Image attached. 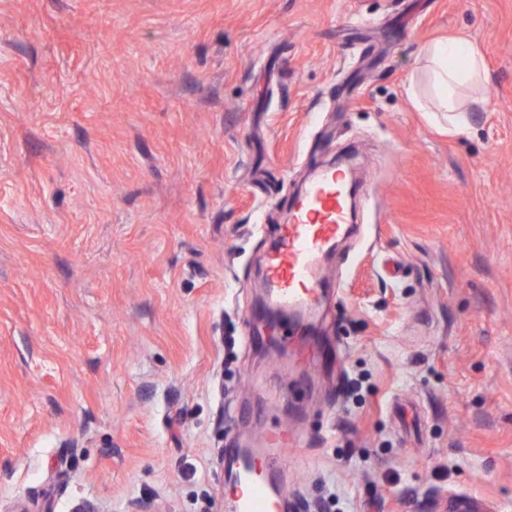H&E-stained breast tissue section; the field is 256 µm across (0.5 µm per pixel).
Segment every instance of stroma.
<instances>
[{"instance_id":"1","label":"stroma","mask_w":512,"mask_h":512,"mask_svg":"<svg viewBox=\"0 0 512 512\" xmlns=\"http://www.w3.org/2000/svg\"><path fill=\"white\" fill-rule=\"evenodd\" d=\"M350 149L277 353L265 258ZM282 427L288 512H512V0H0V512H226L224 447ZM423 57L432 69L435 103L428 112H444L448 119L462 122L467 112L460 93L465 88L483 86L487 80L482 53L469 40L448 39L425 46Z\"/></svg>"}]
</instances>
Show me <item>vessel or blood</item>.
<instances>
[{
	"instance_id": "1",
	"label": "vessel or blood",
	"mask_w": 512,
	"mask_h": 512,
	"mask_svg": "<svg viewBox=\"0 0 512 512\" xmlns=\"http://www.w3.org/2000/svg\"><path fill=\"white\" fill-rule=\"evenodd\" d=\"M344 183L342 173L324 169L296 201L290 223L281 229L278 246L268 258L266 281L275 303L285 309L305 311L321 299L318 260L347 232L350 222ZM292 441L282 430L268 435L259 448H225V469L239 475L231 512H286L279 477L287 467Z\"/></svg>"
}]
</instances>
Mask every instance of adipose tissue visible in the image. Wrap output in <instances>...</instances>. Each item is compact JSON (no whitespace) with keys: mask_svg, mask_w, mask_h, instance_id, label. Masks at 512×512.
<instances>
[{"mask_svg":"<svg viewBox=\"0 0 512 512\" xmlns=\"http://www.w3.org/2000/svg\"><path fill=\"white\" fill-rule=\"evenodd\" d=\"M422 55L431 64L434 111L459 119L464 110L461 91L483 86L487 80L482 53L469 40L455 38L425 46Z\"/></svg>","mask_w":512,"mask_h":512,"instance_id":"ef3b65f1","label":"adipose tissue"}]
</instances>
